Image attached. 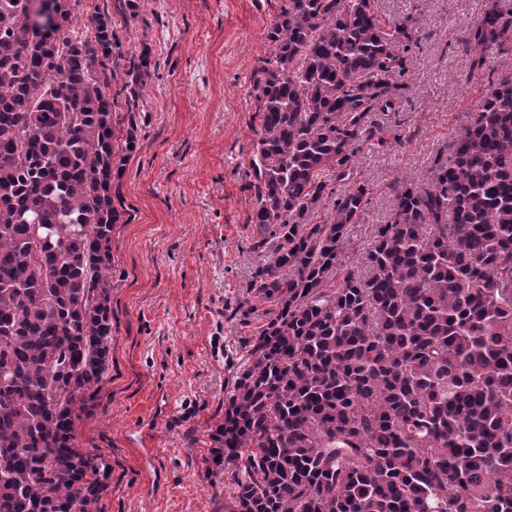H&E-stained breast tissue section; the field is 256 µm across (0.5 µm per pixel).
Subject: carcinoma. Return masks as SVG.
<instances>
[{
    "mask_svg": "<svg viewBox=\"0 0 512 512\" xmlns=\"http://www.w3.org/2000/svg\"><path fill=\"white\" fill-rule=\"evenodd\" d=\"M0 0V512H97L94 459L75 446L81 394L111 356L112 16ZM251 81L259 117L247 284L273 306L236 366L214 435L231 512H512V74L481 98L429 177L395 205L362 262L344 261L368 204L351 180L370 113L406 85L417 18L374 0H277ZM512 46V14L485 10L463 41L484 62ZM329 171L348 182L330 222ZM53 232L37 243L36 225Z\"/></svg>",
    "mask_w": 512,
    "mask_h": 512,
    "instance_id": "obj_1",
    "label": "carcinoma"
}]
</instances>
